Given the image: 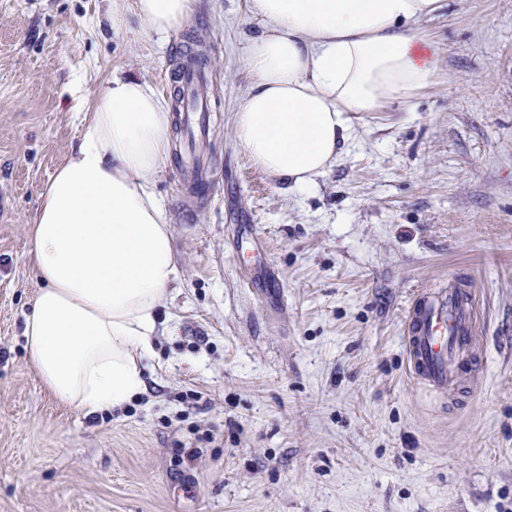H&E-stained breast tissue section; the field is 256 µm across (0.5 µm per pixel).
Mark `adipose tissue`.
<instances>
[{"label": "adipose tissue", "mask_w": 512, "mask_h": 512, "mask_svg": "<svg viewBox=\"0 0 512 512\" xmlns=\"http://www.w3.org/2000/svg\"><path fill=\"white\" fill-rule=\"evenodd\" d=\"M266 23L248 49L237 138L273 180L307 186L338 161L352 117L407 104L431 77L419 30L445 0H251ZM198 0H135L147 33L183 28ZM175 116L148 81L95 90L80 142L39 195L25 317L27 362L58 402L90 416L144 388L158 309L179 278L152 185L169 167Z\"/></svg>", "instance_id": "ef3b65f1"}]
</instances>
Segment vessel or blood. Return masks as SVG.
<instances>
[{"label": "vessel or blood", "mask_w": 512, "mask_h": 512, "mask_svg": "<svg viewBox=\"0 0 512 512\" xmlns=\"http://www.w3.org/2000/svg\"><path fill=\"white\" fill-rule=\"evenodd\" d=\"M199 79V71L191 67L176 76L187 110L201 129L208 107L197 95ZM475 335L471 299L456 282L438 291H421L410 310L406 336L412 375L435 390L453 387L476 354Z\"/></svg>", "instance_id": "b4317fda"}]
</instances>
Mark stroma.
I'll return each instance as SVG.
<instances>
[{"mask_svg": "<svg viewBox=\"0 0 512 512\" xmlns=\"http://www.w3.org/2000/svg\"><path fill=\"white\" fill-rule=\"evenodd\" d=\"M112 0H0V512H512V0H446L410 105L358 114L344 153L288 189L235 114L251 0H198L166 37ZM206 49V188L180 161L153 190L178 281L144 390L86 417L43 388L22 335L39 287L29 225L112 74L172 100ZM456 279L478 308L479 374L409 370L408 309Z\"/></svg>", "mask_w": 512, "mask_h": 512, "instance_id": "stroma-1", "label": "stroma"}]
</instances>
